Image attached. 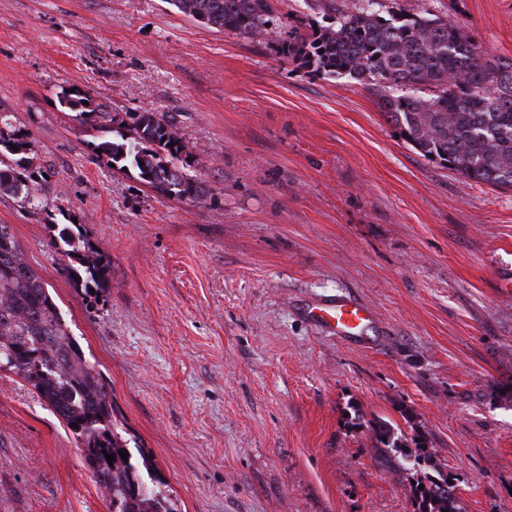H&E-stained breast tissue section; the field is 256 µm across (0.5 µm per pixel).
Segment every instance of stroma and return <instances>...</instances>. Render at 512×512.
<instances>
[{"mask_svg":"<svg viewBox=\"0 0 512 512\" xmlns=\"http://www.w3.org/2000/svg\"><path fill=\"white\" fill-rule=\"evenodd\" d=\"M512 57V0H382ZM203 26L168 0H0V113L45 173L0 195L27 263L112 385L119 423L182 512H413L369 424L425 434L463 512H512V189L416 155L349 78ZM79 88L128 133L173 123L204 191L164 197L92 151ZM110 263L87 305L51 227ZM349 297L362 341L308 316ZM0 512H107L66 427L0 372ZM61 101L70 111L76 112V115L84 120L97 118L105 121L109 115L102 104L81 89L75 90V93L65 92ZM83 101H87L88 105H84Z\"/></svg>","mask_w":512,"mask_h":512,"instance_id":"1","label":"stroma"}]
</instances>
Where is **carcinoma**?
<instances>
[{"instance_id": "obj_1", "label": "carcinoma", "mask_w": 512, "mask_h": 512, "mask_svg": "<svg viewBox=\"0 0 512 512\" xmlns=\"http://www.w3.org/2000/svg\"><path fill=\"white\" fill-rule=\"evenodd\" d=\"M180 13L203 24L261 42L275 25L270 0H170ZM336 24L288 31L282 54L311 72L349 77L375 93L386 121L425 160L494 187L512 188V58L490 57L466 29L430 14L398 8L383 16L379 0H361L354 11L336 8ZM62 103L84 120H104L102 104L87 92H66ZM0 148L24 153L29 143L4 130ZM94 149L120 168L137 172L154 192L195 197L200 188L176 164L181 147L164 114L133 115V135L112 136L100 125ZM35 171L0 159V193L38 200ZM53 246L68 258L62 274L84 298L97 302L110 285L109 262L92 254L80 224H55ZM33 388L71 428L103 492L108 512H179L151 458L129 450L112 406V387L71 334L46 283L25 261L13 230L0 224V371ZM78 428H72V425ZM379 458L392 468L414 460L408 478L414 512H462L451 476L435 463L427 438L405 443L386 421L371 423ZM115 460L107 461L106 455Z\"/></svg>"}]
</instances>
